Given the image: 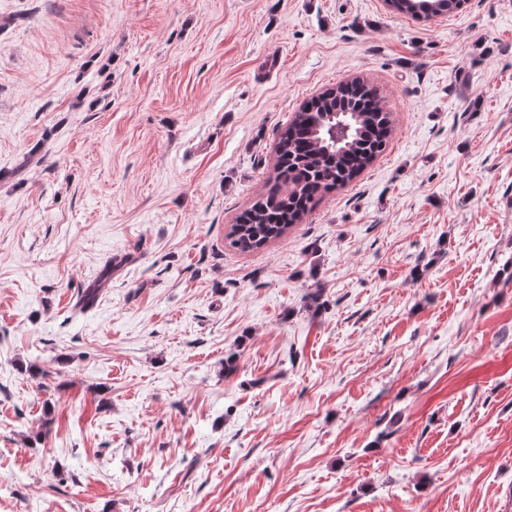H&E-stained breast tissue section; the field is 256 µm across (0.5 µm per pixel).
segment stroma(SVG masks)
Segmentation results:
<instances>
[{
  "mask_svg": "<svg viewBox=\"0 0 512 512\" xmlns=\"http://www.w3.org/2000/svg\"><path fill=\"white\" fill-rule=\"evenodd\" d=\"M355 77L386 151L228 247ZM0 512H512V0H0ZM425 0H388L390 9L399 14L408 15L420 20L447 15L461 9L466 0H428L431 3V13L419 12L420 3Z\"/></svg>",
  "mask_w": 512,
  "mask_h": 512,
  "instance_id": "obj_1",
  "label": "stroma"
}]
</instances>
